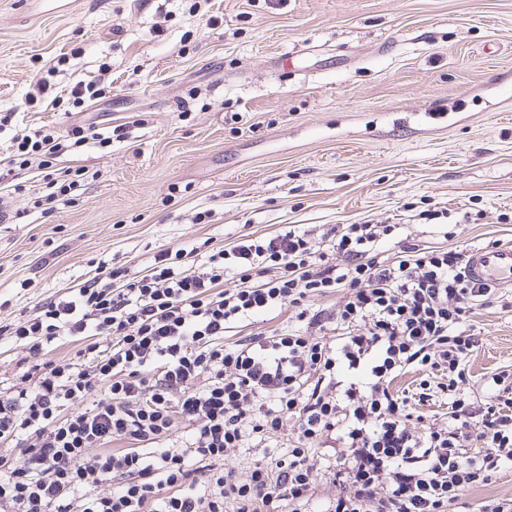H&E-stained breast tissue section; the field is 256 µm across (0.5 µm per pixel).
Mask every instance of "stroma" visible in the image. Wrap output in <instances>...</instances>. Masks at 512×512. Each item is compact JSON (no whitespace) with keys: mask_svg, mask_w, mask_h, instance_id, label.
Returning <instances> with one entry per match:
<instances>
[{"mask_svg":"<svg viewBox=\"0 0 512 512\" xmlns=\"http://www.w3.org/2000/svg\"><path fill=\"white\" fill-rule=\"evenodd\" d=\"M82 0L70 15L0 0V326L80 287L100 263L143 275L168 247L208 252L296 224H397L419 248L512 245V0ZM69 61L58 64L59 54ZM53 89L33 96L34 75ZM104 93L65 111L73 86ZM134 122L109 150L56 160L85 177L72 203L34 209L37 164H9L24 127ZM438 211V221L425 217ZM461 224L456 237L442 225ZM470 388L512 365V307H475ZM285 307L228 345L294 324ZM233 448L246 479L286 453Z\"/></svg>","mask_w":512,"mask_h":512,"instance_id":"stroma-1","label":"stroma"}]
</instances>
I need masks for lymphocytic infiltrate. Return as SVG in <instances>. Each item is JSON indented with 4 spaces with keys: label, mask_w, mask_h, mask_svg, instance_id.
Segmentation results:
<instances>
[{
    "label": "lymphocytic infiltrate",
    "mask_w": 512,
    "mask_h": 512,
    "mask_svg": "<svg viewBox=\"0 0 512 512\" xmlns=\"http://www.w3.org/2000/svg\"><path fill=\"white\" fill-rule=\"evenodd\" d=\"M88 142L108 148L112 135L29 127L13 154L49 169ZM395 231L350 224L316 243L289 225L204 257L168 248L145 275L96 267L6 326L31 361L0 388V441L18 448L0 456V512H302L319 460L336 488L324 512H472L467 491L512 465V368L485 379L483 400L468 389L469 318L494 291L452 249L405 242L399 260H381ZM333 293L334 308L315 307ZM286 306L332 340L288 327L225 346L234 325ZM81 336L74 359H41L45 345ZM414 367L420 389L448 401L447 421L421 431L391 389ZM178 420L186 437L165 442ZM287 422L295 437L282 459L244 481L225 471V450ZM119 439L131 448L113 451Z\"/></svg>",
    "instance_id": "f902f5d3"
}]
</instances>
